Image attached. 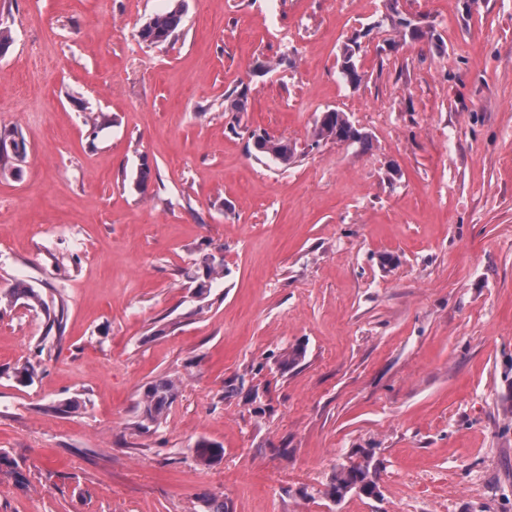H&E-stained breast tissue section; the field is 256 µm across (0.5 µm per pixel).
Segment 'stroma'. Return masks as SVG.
Here are the masks:
<instances>
[{
	"instance_id": "35a3bbf8",
	"label": "stroma",
	"mask_w": 512,
	"mask_h": 512,
	"mask_svg": "<svg viewBox=\"0 0 512 512\" xmlns=\"http://www.w3.org/2000/svg\"><path fill=\"white\" fill-rule=\"evenodd\" d=\"M168 4L0 0V131L27 140L0 287L47 304L0 309V512H512V0H186L176 43L136 41ZM328 109L365 143L314 142ZM256 128L298 161L255 157ZM160 378L179 392L146 430ZM366 450L379 496L335 499ZM360 52L361 43L357 38L349 39L342 50L343 61L339 74L342 81L353 88L360 86L365 78V72L357 64ZM249 94L250 88L246 85H242L224 99V103L227 102V105L224 106L225 112H235L233 113L235 123L232 122L230 126L232 130H236L237 126H239L241 120L240 114L248 111Z\"/></svg>"
}]
</instances>
